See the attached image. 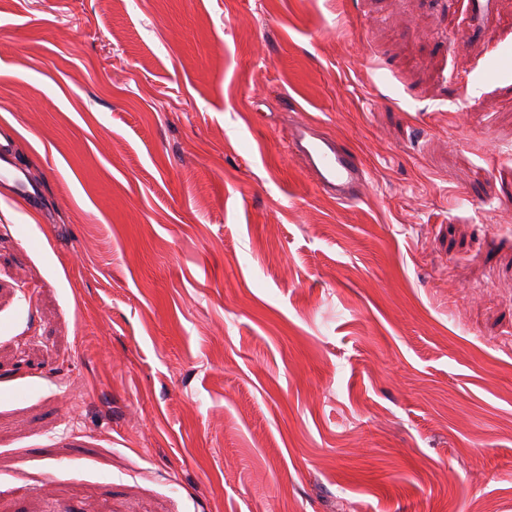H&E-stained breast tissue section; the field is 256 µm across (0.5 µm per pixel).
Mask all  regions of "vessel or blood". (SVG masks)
<instances>
[{
	"instance_id": "b4317fda",
	"label": "vessel or blood",
	"mask_w": 512,
	"mask_h": 512,
	"mask_svg": "<svg viewBox=\"0 0 512 512\" xmlns=\"http://www.w3.org/2000/svg\"><path fill=\"white\" fill-rule=\"evenodd\" d=\"M289 156L299 157L317 188L340 202L356 200L366 179L364 166L357 155L338 139L317 130L311 123L300 124L290 134L286 146ZM0 183L11 195L24 198L32 208L43 204L41 182L18 167L12 137L0 138Z\"/></svg>"
}]
</instances>
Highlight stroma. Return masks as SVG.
I'll return each mask as SVG.
<instances>
[{"instance_id":"1","label":"stroma","mask_w":512,"mask_h":512,"mask_svg":"<svg viewBox=\"0 0 512 512\" xmlns=\"http://www.w3.org/2000/svg\"><path fill=\"white\" fill-rule=\"evenodd\" d=\"M0 130V512H512V0H0ZM287 154L299 157L317 188L340 202H353L362 193L366 179L357 155L338 139L301 123L290 134ZM0 180L11 195L24 198L30 207L37 209L42 206L43 184L18 167L14 141L9 136L0 138Z\"/></svg>"}]
</instances>
